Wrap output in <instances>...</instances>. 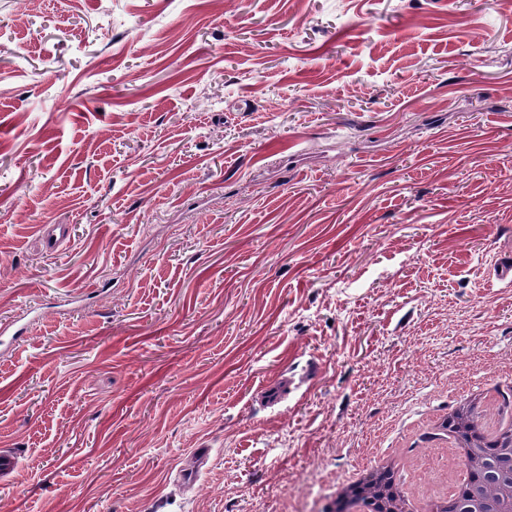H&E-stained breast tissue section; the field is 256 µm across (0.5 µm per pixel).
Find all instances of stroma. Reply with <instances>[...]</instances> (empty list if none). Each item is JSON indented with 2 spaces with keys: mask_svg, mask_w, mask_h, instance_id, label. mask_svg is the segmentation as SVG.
<instances>
[{
  "mask_svg": "<svg viewBox=\"0 0 512 512\" xmlns=\"http://www.w3.org/2000/svg\"><path fill=\"white\" fill-rule=\"evenodd\" d=\"M509 254L501 0H0V322L39 307L0 512H315L435 460L461 368L512 388Z\"/></svg>",
  "mask_w": 512,
  "mask_h": 512,
  "instance_id": "35a3bbf8",
  "label": "stroma"
}]
</instances>
